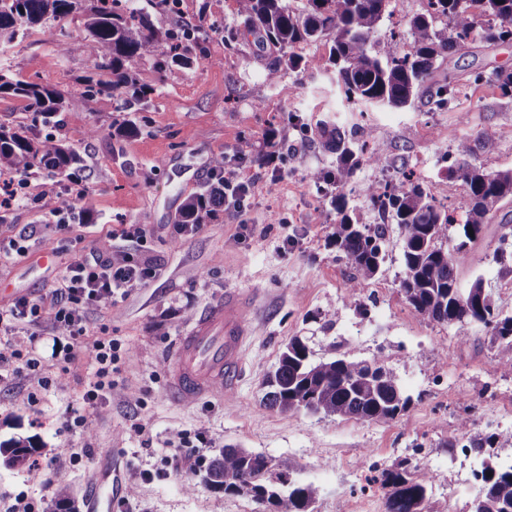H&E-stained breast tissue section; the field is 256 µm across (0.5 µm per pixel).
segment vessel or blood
Instances as JSON below:
<instances>
[{
	"instance_id": "vessel-or-blood-1",
	"label": "vessel or blood",
	"mask_w": 512,
	"mask_h": 512,
	"mask_svg": "<svg viewBox=\"0 0 512 512\" xmlns=\"http://www.w3.org/2000/svg\"><path fill=\"white\" fill-rule=\"evenodd\" d=\"M251 303L237 292L203 312L181 336L168 373L173 401L232 392L238 380L240 350L249 334ZM91 512H112V476L99 473L89 495Z\"/></svg>"
}]
</instances>
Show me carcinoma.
<instances>
[{"label": "carcinoma", "mask_w": 512, "mask_h": 512, "mask_svg": "<svg viewBox=\"0 0 512 512\" xmlns=\"http://www.w3.org/2000/svg\"><path fill=\"white\" fill-rule=\"evenodd\" d=\"M244 28L225 27L224 47L232 49L247 36L259 48L278 53L267 65V81L277 83L284 72L299 67L292 49L323 37L331 41L330 60L334 82L347 102L368 107L403 108L426 99L429 111L448 107L454 87L436 80L438 61L453 50L480 41L489 44L512 41V0H427L428 9L410 21L412 49L400 51L395 37L377 36L389 0H307L297 12L288 0H235ZM486 18L477 29L475 12ZM448 26L437 28L438 21ZM205 18L163 30L151 16L131 12L123 0H0V46L21 41L39 29L54 37L57 51L69 52V41L80 37L84 57L80 88L63 92L40 76L14 80L0 71V96L25 101L30 123L0 124V168L28 176L46 171L44 192L55 196L58 208L72 202L64 184L79 179L84 171L78 150L46 128L61 124L68 112H92L101 96L118 98L128 111L152 93L137 78L140 67L153 63L159 80L176 68H186L203 53L199 33ZM488 79L512 94V71L495 69L490 75L473 74L476 82ZM115 134L139 135L144 125L123 120L114 123ZM369 132H346L323 121L313 143L336 155L328 170L310 173L326 186L331 204L341 214L330 238L337 257L347 261L352 273L348 293L357 295L364 282L374 278L386 257V243L396 233L404 263L400 288L412 309L441 325L483 326L497 346L498 365L512 372V315L496 307L476 278L469 288L459 285L458 273L468 260L470 246L482 238L498 205L512 199V169L486 172L468 162L473 154L470 140H461L448 174L460 178L465 195L460 209L466 218L458 242L448 248V229L457 223L454 212L439 207L421 184L405 177L382 185H368L362 192L377 211L380 223L360 224L344 214L347 194L355 191L354 176L363 160L377 161L383 149H371ZM224 205V156L211 160V178L181 207L175 223L204 224ZM264 405L270 409H307L355 420L393 419L405 412L410 398L403 396L397 376L384 360H351L335 355L314 358L309 345L292 338L282 351L278 366L267 380ZM40 449L31 438L0 441L3 464L31 473L32 456ZM482 490L470 512H512V465L491 460L476 474ZM428 473L406 461L383 470L372 482L379 484L385 512H424L428 497ZM203 482L226 494L247 496L266 509L309 512L315 489L291 478L288 467L276 469L262 453L226 448L204 466Z\"/></svg>", "instance_id": "cac0c4a2"}]
</instances>
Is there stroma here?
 <instances>
[{
    "label": "stroma",
    "instance_id": "stroma-1",
    "mask_svg": "<svg viewBox=\"0 0 512 512\" xmlns=\"http://www.w3.org/2000/svg\"><path fill=\"white\" fill-rule=\"evenodd\" d=\"M131 5L163 28L205 16L215 27L209 56L173 71L161 85L152 64L141 66L140 83L158 90L143 112L132 115L146 122L138 137L114 135L112 124L123 114L109 97L99 98L94 111L66 114L56 133L79 150L85 179L73 209L62 215L43 193L42 174L26 177L24 199L0 207V243L20 237L27 248L24 256L0 261V309L21 296L50 301L78 238L85 257L131 251L156 275L116 307L87 310L75 363L63 360L73 349L63 331H36L20 322L0 337V344L32 352L41 363L35 377L0 370V439L36 438L41 448L34 459L49 469L47 483L34 485L25 473L0 464V502L10 503L12 512H53L55 490L65 485L75 512H87L96 474L108 467L112 512H261L245 496L202 484L183 488L199 460L234 446L287 464L294 476L311 482L317 490L313 512H385L381 491L369 482L372 470L405 458L432 477L425 512H469L481 490L474 477L481 459L512 460V373L499 369L482 326H442L412 310L400 289L404 265L397 239L388 241L379 274L347 297L349 266L328 244L337 213L309 178L311 170L331 168L335 157L309 145L300 129L328 119L347 129L358 124L384 147L382 166L365 164L357 173L359 189L347 209L352 219L375 223L361 186L401 177L405 164L437 201L458 208L464 185L449 177L447 157L461 139L494 132L496 151H475L470 162L488 171L512 168V96L472 79L477 70H512V42H476L448 56L436 72L455 88L445 110L431 112L417 101L362 111L342 102L321 74L329 39L296 47L300 69L271 85L268 60L253 44L231 51L221 39L220 28L240 23L235 0H180L175 14L154 0ZM82 58L80 39L71 40L64 58L39 33L0 49V68L21 80L40 74L67 91L77 87ZM217 155L249 186L241 215L221 210L197 232L177 233L175 216L207 182ZM88 211L94 223L84 222ZM129 224L143 228L141 239H124L121 231ZM503 235L512 239V201L493 213L460 285L482 278L495 305L512 314V274L493 259ZM228 289L254 296L238 387L173 403L165 362L192 318ZM105 336L121 344L119 385L90 408L83 402L93 372L89 347ZM295 336L312 337L318 357L334 351L357 360L384 358L411 398L406 412L360 421L265 408L264 380ZM43 378L49 389L40 387ZM466 413L472 419L466 447L445 448ZM80 415L87 416V427L74 426ZM178 433L190 445L181 449L177 466L167 446ZM59 457L67 466L51 469Z\"/></svg>",
    "mask_w": 512,
    "mask_h": 512
}]
</instances>
